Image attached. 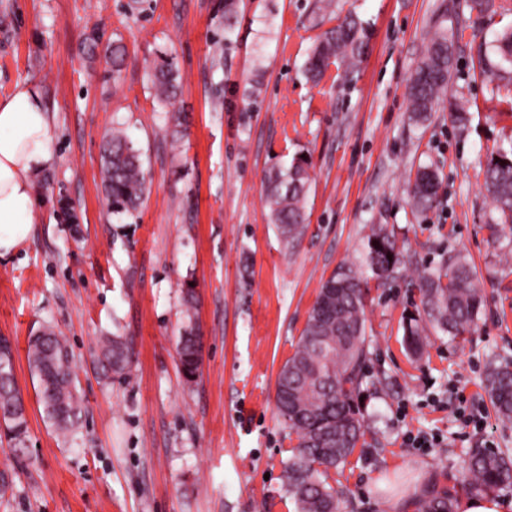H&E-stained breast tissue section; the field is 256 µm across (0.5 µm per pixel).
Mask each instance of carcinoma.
<instances>
[{
	"label": "carcinoma",
	"instance_id": "1",
	"mask_svg": "<svg viewBox=\"0 0 512 512\" xmlns=\"http://www.w3.org/2000/svg\"><path fill=\"white\" fill-rule=\"evenodd\" d=\"M469 19L478 23L504 8L499 0H465ZM365 29L354 16L345 17L325 30L313 47L306 74L321 81L333 62H355L363 53ZM458 41L439 23L430 37L408 86L411 119L425 122L436 111L441 94L456 63ZM499 57L496 71L512 75V29L499 33L492 44ZM155 99L167 106L177 96L178 72L172 63L156 67L151 78ZM103 183L115 213L137 210L147 193V175L141 154L119 130L112 131L102 151ZM484 187L492 198L497 217L489 225L512 229V148H499L488 158ZM438 173L423 167L410 184L413 208L426 212L437 198ZM311 175L309 163L293 158L274 169L265 183V203L270 222L288 245L295 244L307 221V198ZM404 262L394 238L379 232L369 238L361 265L370 268L378 285L396 277ZM368 282L361 269L348 267L321 287L309 313L294 353L276 381L278 415L295 436L296 444L284 462L285 490L297 512H337L341 492L331 483V471L347 463L364 434V419L358 399L367 379L369 357L365 338V297ZM421 304L433 328L454 338L474 331L484 298L476 271L462 257L448 258L427 270L417 285ZM428 336L420 320L409 318L404 326L407 347L419 353ZM203 343L199 336H183L177 345L180 369L188 382L201 375ZM98 360L107 378L122 377L131 367L130 347L120 336H105L99 342ZM67 341L46 327L30 337L28 364L37 379L38 397L46 418L63 434L73 432L81 402L71 367ZM485 393L497 417L512 421V361L489 358ZM0 425L8 447L21 452L27 446L28 422L24 399L15 377L10 342L0 337ZM469 493H512V456L502 450L477 447L470 450L465 475ZM457 498L451 491L432 495L420 503L419 512H456Z\"/></svg>",
	"mask_w": 512,
	"mask_h": 512
}]
</instances>
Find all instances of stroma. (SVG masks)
I'll return each mask as SVG.
<instances>
[{"instance_id":"stroma-1","label":"stroma","mask_w":512,"mask_h":512,"mask_svg":"<svg viewBox=\"0 0 512 512\" xmlns=\"http://www.w3.org/2000/svg\"><path fill=\"white\" fill-rule=\"evenodd\" d=\"M0 0V98L37 88L53 127V162L34 174L33 236L0 260V336L10 340L29 443L0 447V512H296L282 481L292 443L275 405L321 285L358 262L378 228L411 261L365 304L367 430L342 472L339 512H418L461 481L469 451L512 449L482 382L491 353L512 359V230L491 238L482 188L490 153L512 146V104L493 95L489 46L512 11L458 21L461 51L436 112L409 118L408 80L444 6L464 0ZM365 27L357 66L305 76L318 37L346 15ZM119 40L126 66L113 73ZM172 60V105L149 76ZM468 122L454 126L451 103ZM124 130L148 192L113 214L102 144ZM310 163L308 220L286 249L264 205V177ZM441 177L440 202L414 212L418 166ZM463 254L485 306L470 342L430 331L421 358L403 342L424 270ZM193 285L188 310L182 290ZM50 325L72 350L82 417L62 439L38 402L28 340ZM131 340L128 376L102 379L100 337ZM198 335L202 374L184 379L176 345Z\"/></svg>"}]
</instances>
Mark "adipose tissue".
<instances>
[{
  "mask_svg": "<svg viewBox=\"0 0 512 512\" xmlns=\"http://www.w3.org/2000/svg\"><path fill=\"white\" fill-rule=\"evenodd\" d=\"M50 120L39 92L17 86L0 99V259L35 230L32 176L53 159Z\"/></svg>",
  "mask_w": 512,
  "mask_h": 512,
  "instance_id": "obj_1",
  "label": "adipose tissue"
}]
</instances>
